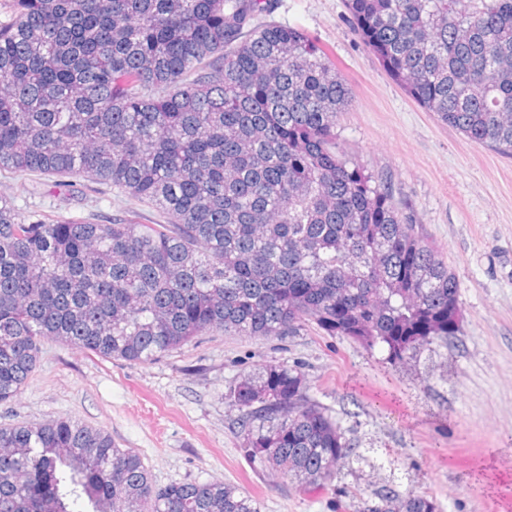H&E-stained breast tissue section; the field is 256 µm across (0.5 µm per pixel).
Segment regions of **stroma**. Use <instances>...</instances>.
<instances>
[{"label": "stroma", "mask_w": 512, "mask_h": 512, "mask_svg": "<svg viewBox=\"0 0 512 512\" xmlns=\"http://www.w3.org/2000/svg\"><path fill=\"white\" fill-rule=\"evenodd\" d=\"M273 21L307 31L351 91L340 145L386 182L421 237L454 273L462 316L448 345L391 365L381 348L310 327L259 339L210 331L150 363L103 359L45 343L0 425L69 418L134 449L156 485L223 481L260 512H358L383 487L436 500L439 512H512V158L468 140L422 109L388 75L353 24L346 0H278ZM0 193L23 212L105 224L155 212L81 176L34 179ZM298 367L356 456L325 488L300 490L241 452L231 386L266 365Z\"/></svg>", "instance_id": "1"}]
</instances>
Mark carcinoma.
<instances>
[{
    "label": "carcinoma",
    "instance_id": "carcinoma-1",
    "mask_svg": "<svg viewBox=\"0 0 512 512\" xmlns=\"http://www.w3.org/2000/svg\"><path fill=\"white\" fill-rule=\"evenodd\" d=\"M425 111L512 156V0H347ZM276 0H10L0 23V171L82 175L160 220L25 214L0 194V404L49 341L155 361L207 331L314 324L404 363L448 344L458 285L377 177L336 143L350 90ZM242 451L316 488L354 448L274 364L229 388ZM0 512H259L234 485L154 484L140 455L59 418L0 425ZM360 512H438L388 487Z\"/></svg>",
    "mask_w": 512,
    "mask_h": 512
}]
</instances>
